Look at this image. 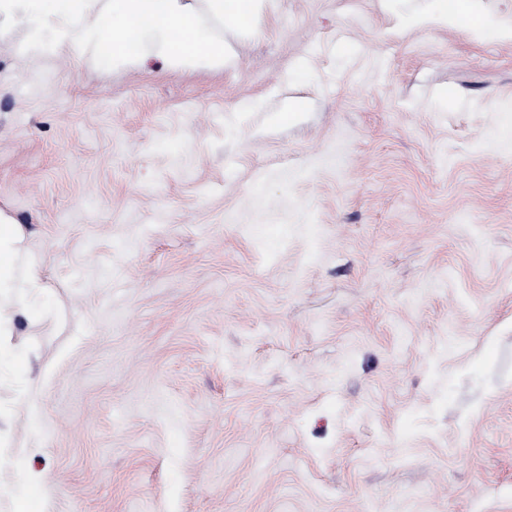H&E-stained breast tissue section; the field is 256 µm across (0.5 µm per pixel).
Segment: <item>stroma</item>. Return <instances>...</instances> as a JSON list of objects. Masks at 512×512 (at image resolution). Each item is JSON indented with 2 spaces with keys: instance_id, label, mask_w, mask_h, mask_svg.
<instances>
[{
  "instance_id": "35a3bbf8",
  "label": "stroma",
  "mask_w": 512,
  "mask_h": 512,
  "mask_svg": "<svg viewBox=\"0 0 512 512\" xmlns=\"http://www.w3.org/2000/svg\"><path fill=\"white\" fill-rule=\"evenodd\" d=\"M473 7L262 0L218 72L0 37L44 283L0 512H512V0ZM441 1L442 11L444 16L448 19L449 16L453 19L461 21H469L470 24H477V19L474 17L471 9L472 0H438Z\"/></svg>"
}]
</instances>
